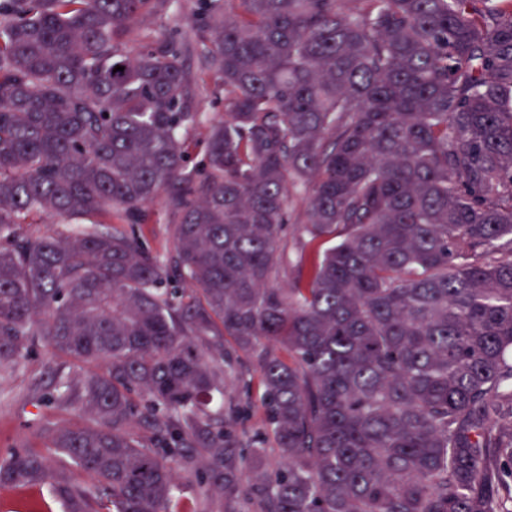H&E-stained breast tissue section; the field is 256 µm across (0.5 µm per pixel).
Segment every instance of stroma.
<instances>
[{
	"label": "stroma",
	"mask_w": 512,
	"mask_h": 512,
	"mask_svg": "<svg viewBox=\"0 0 512 512\" xmlns=\"http://www.w3.org/2000/svg\"><path fill=\"white\" fill-rule=\"evenodd\" d=\"M197 0H172L166 13L152 14L136 24L126 40L128 52L135 53L169 37L197 39L189 26ZM185 66L196 75L200 90V109L212 121L224 116V86L206 68L201 56L186 55ZM257 359L254 354L240 352L234 364L235 377L224 388L225 404L244 403L239 428L247 438L259 441L266 433L265 413L260 403ZM92 370L91 365L73 360L43 342H35L13 368L0 372V458L10 449H27L50 455L47 429L79 425L77 410L48 401L57 375L81 380ZM0 512H63L61 501L48 487H0Z\"/></svg>",
	"instance_id": "stroma-1"
}]
</instances>
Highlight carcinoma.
Masks as SVG:
<instances>
[{
    "mask_svg": "<svg viewBox=\"0 0 512 512\" xmlns=\"http://www.w3.org/2000/svg\"><path fill=\"white\" fill-rule=\"evenodd\" d=\"M167 8L0 0V370L37 336L102 363L51 397L85 418L56 461L13 449L0 486L68 512H512V0H198L211 123L195 47L123 50ZM292 192L299 260L331 243L304 287L279 285ZM159 196L164 260L134 231ZM233 351L273 475L240 408L206 409ZM185 66L197 76L200 90V111L205 112L210 121L224 118V85L206 68L203 59L197 53L183 58ZM256 369L257 359L253 353H237L233 372L235 378L227 380L226 386L224 385V406L227 408L230 404L246 403L247 396L238 376L250 381L252 404L242 414L239 430L244 431L247 438L259 441L265 437L266 423L264 409L259 400L262 389Z\"/></svg>",
    "mask_w": 512,
    "mask_h": 512,
    "instance_id": "carcinoma-1",
    "label": "carcinoma"
}]
</instances>
